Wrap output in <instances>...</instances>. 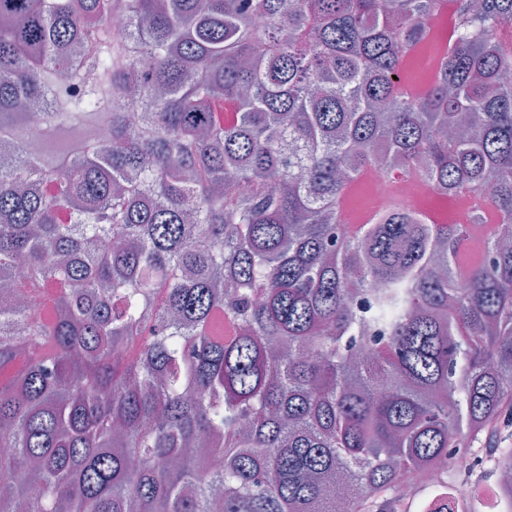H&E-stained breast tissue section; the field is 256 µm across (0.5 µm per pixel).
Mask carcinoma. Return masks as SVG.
Returning a JSON list of instances; mask_svg holds the SVG:
<instances>
[{
	"instance_id": "1",
	"label": "carcinoma",
	"mask_w": 512,
	"mask_h": 512,
	"mask_svg": "<svg viewBox=\"0 0 512 512\" xmlns=\"http://www.w3.org/2000/svg\"><path fill=\"white\" fill-rule=\"evenodd\" d=\"M442 2L0 0V512H414L512 423V0L410 92ZM370 178L371 173L365 174L353 188L356 194L351 201L352 210H348L346 213H354L360 216V221L354 224L365 221L369 213L374 210L368 194ZM420 193V208L432 221L436 223L444 222V219L439 215L443 206V201L431 189L425 186H419Z\"/></svg>"
}]
</instances>
